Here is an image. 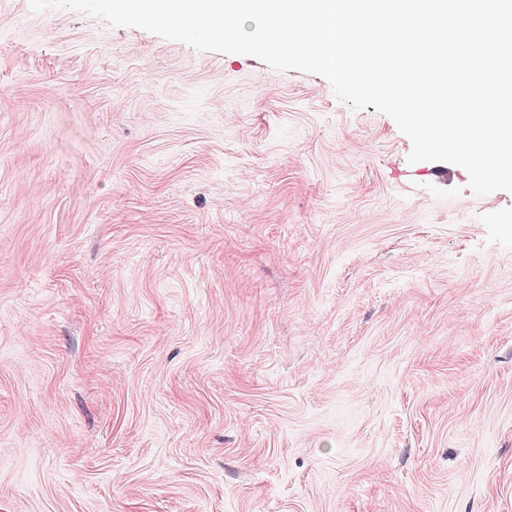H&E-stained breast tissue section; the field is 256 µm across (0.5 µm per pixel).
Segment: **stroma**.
Here are the masks:
<instances>
[{
    "label": "stroma",
    "mask_w": 512,
    "mask_h": 512,
    "mask_svg": "<svg viewBox=\"0 0 512 512\" xmlns=\"http://www.w3.org/2000/svg\"><path fill=\"white\" fill-rule=\"evenodd\" d=\"M410 150L0 0V512H512V193Z\"/></svg>",
    "instance_id": "stroma-1"
}]
</instances>
